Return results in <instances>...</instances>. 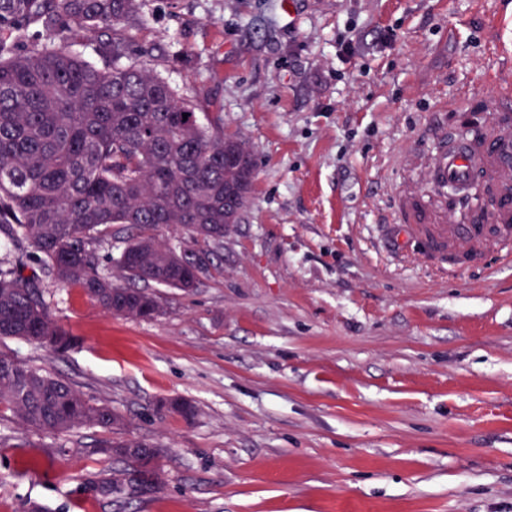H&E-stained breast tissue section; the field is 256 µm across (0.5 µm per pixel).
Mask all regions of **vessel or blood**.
Segmentation results:
<instances>
[{"label": "vessel or blood", "mask_w": 512, "mask_h": 512, "mask_svg": "<svg viewBox=\"0 0 512 512\" xmlns=\"http://www.w3.org/2000/svg\"><path fill=\"white\" fill-rule=\"evenodd\" d=\"M439 144L426 165L423 187L400 189L402 234L425 255L464 264L496 244L512 255V133L495 128L477 139Z\"/></svg>", "instance_id": "b4317fda"}]
</instances>
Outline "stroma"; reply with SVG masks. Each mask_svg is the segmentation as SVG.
I'll use <instances>...</instances> for the list:
<instances>
[{"mask_svg": "<svg viewBox=\"0 0 512 512\" xmlns=\"http://www.w3.org/2000/svg\"><path fill=\"white\" fill-rule=\"evenodd\" d=\"M279 2L139 0L129 32L254 158L220 244L154 230L211 251L199 288L153 286L164 313L139 320L45 279L74 345L0 340L153 442L161 490L96 496L119 466L103 430L36 431L0 408V512H512V265L382 237L417 175L395 158L430 155L464 98L488 120L512 0H293L295 25Z\"/></svg>", "mask_w": 512, "mask_h": 512, "instance_id": "stroma-1", "label": "stroma"}]
</instances>
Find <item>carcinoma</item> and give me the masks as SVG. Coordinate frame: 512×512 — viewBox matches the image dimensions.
<instances>
[{"label":"carcinoma","instance_id":"1","mask_svg":"<svg viewBox=\"0 0 512 512\" xmlns=\"http://www.w3.org/2000/svg\"><path fill=\"white\" fill-rule=\"evenodd\" d=\"M136 22V0H0V231L28 242L45 277L112 315L151 319L163 308L150 285L190 293L210 258L148 230L184 228L196 241L220 243L243 218L254 162L241 141L224 136L220 113L202 124L198 104L128 60L125 31ZM73 24L112 31L103 66L64 45H23L34 29L55 35ZM114 224L133 233L112 277L91 245ZM3 338L57 353L74 342L38 289L11 269L0 270ZM0 405L46 432L124 427L112 406L86 399L66 378L3 354ZM160 407L185 419L197 413L187 400ZM106 447L127 468L100 479V495L118 501L160 490L156 445L128 438Z\"/></svg>","mask_w":512,"mask_h":512}]
</instances>
